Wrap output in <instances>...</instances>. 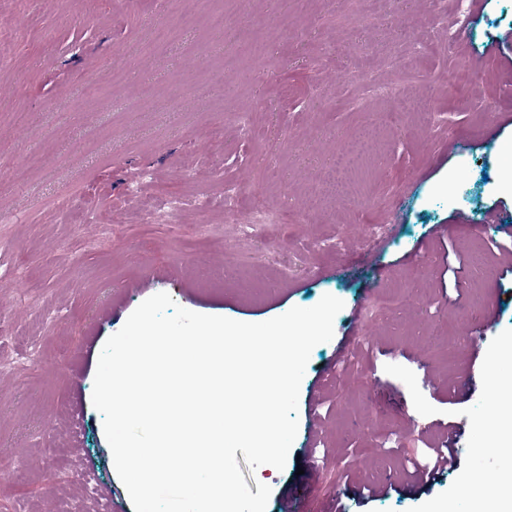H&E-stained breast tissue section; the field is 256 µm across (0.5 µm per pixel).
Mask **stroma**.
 Returning <instances> with one entry per match:
<instances>
[{
	"label": "stroma",
	"mask_w": 512,
	"mask_h": 512,
	"mask_svg": "<svg viewBox=\"0 0 512 512\" xmlns=\"http://www.w3.org/2000/svg\"><path fill=\"white\" fill-rule=\"evenodd\" d=\"M455 0H0V504L70 512L94 473L113 512H134L91 400L98 358L148 297L244 322L343 290L334 337L315 346L299 429L266 512H479L471 485L496 458L495 381L512 379V251L483 216L512 225L494 143L512 144V0H476L448 51ZM223 12L233 36L206 30ZM470 67L456 109L444 89ZM157 101L140 104L141 80ZM252 106V133L238 116ZM447 113L484 164L461 183ZM373 138H366L370 127ZM156 174L127 200L143 170ZM240 187L296 221L247 235L222 205L148 219L160 194ZM401 295L394 303L393 295ZM492 310L478 352L471 320ZM464 438L426 488L406 471ZM385 494L362 495L364 485Z\"/></svg>",
	"instance_id": "obj_1"
}]
</instances>
